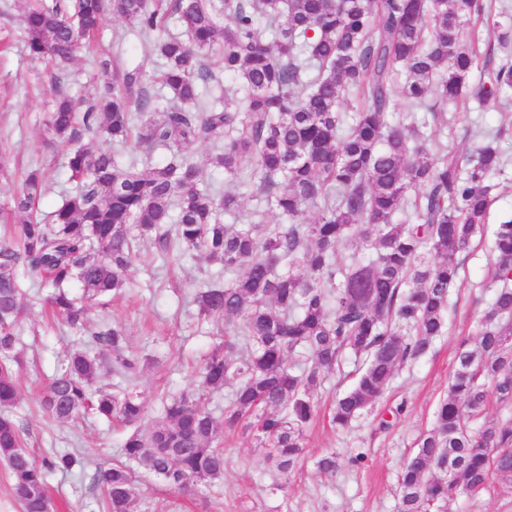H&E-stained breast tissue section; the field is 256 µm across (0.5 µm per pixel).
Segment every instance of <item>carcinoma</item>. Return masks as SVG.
Listing matches in <instances>:
<instances>
[{"instance_id": "obj_1", "label": "carcinoma", "mask_w": 512, "mask_h": 512, "mask_svg": "<svg viewBox=\"0 0 512 512\" xmlns=\"http://www.w3.org/2000/svg\"><path fill=\"white\" fill-rule=\"evenodd\" d=\"M487 0H41L24 11L29 54L57 65L92 42L111 17L154 45L156 70H117L97 56L104 79L79 111L58 92L45 126L68 145L75 187L46 224L35 210L45 192L40 167L22 181L18 222L0 240V461L22 512H55L49 474L82 473L72 453L36 458L11 413L19 399L15 351L23 321L22 275L50 289L53 317L86 329L88 307L125 287L150 237L165 253L220 261L234 279L196 293L199 315L224 325V346L201 367V383L163 404V420L143 431L147 399L138 389L144 358L124 331L101 323L42 392L47 418L86 414L134 427L125 460L95 464L93 484L106 512H139L134 467L173 495L201 493L224 478V432L244 420L275 489L288 491L302 460L305 430L317 414L310 391L347 355L366 357L352 389L336 398L339 429L385 394L398 368L425 355L445 328L448 289L460 254L486 223L490 175L502 171L493 141L464 159L448 142L411 123L391 122L400 107L432 113L448 128L445 106L512 101V8L486 14ZM488 17L503 57L490 66L463 35L470 18ZM175 21L182 35L169 33ZM483 73L475 76L478 67ZM230 79L225 84L222 77ZM157 121L136 122L154 112ZM130 145L114 151L83 140ZM212 164L248 185L259 183L281 224H226L235 200L202 186L197 144ZM313 210L316 218L304 220ZM408 213L412 222H396ZM369 247L339 258L349 240ZM500 283L475 323V347L460 343L448 396L416 441L398 480L397 512H431L459 494L512 493V218L492 230ZM435 256L427 260V254ZM122 383L94 388L102 367ZM238 378L224 413L204 400ZM510 413L487 417L490 401Z\"/></svg>"}]
</instances>
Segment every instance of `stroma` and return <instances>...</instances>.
I'll list each match as a JSON object with an SVG mask.
<instances>
[{
  "instance_id": "1",
  "label": "stroma",
  "mask_w": 512,
  "mask_h": 512,
  "mask_svg": "<svg viewBox=\"0 0 512 512\" xmlns=\"http://www.w3.org/2000/svg\"><path fill=\"white\" fill-rule=\"evenodd\" d=\"M25 0H0V150L5 151L12 174L0 176V230L14 207L20 173L32 163L47 168L52 186L38 203L49 215L62 203L69 187L61 148L51 146L45 129L46 114L57 90L78 95L94 70L93 48L79 49L75 59L59 72L32 59L22 34ZM120 65L133 66L143 58L138 37L121 22L106 20L100 36ZM448 147L469 155L481 139L476 128L503 129L497 146L504 162L494 175L496 199L483 229L473 238L460 275L450 291L445 313V331L423 357L405 363L384 397L344 432L333 430L326 417L305 433L302 463L287 492L274 490V478L250 428L238 425L224 435V478L205 489L204 496L185 498L179 512H397V479L401 464L419 434L429 429L439 401L448 391L461 340L471 335L474 322L492 296L487 277L491 258V231L512 215V105H493L486 110L452 106L448 109ZM203 170L205 184L237 195L235 221L248 223L262 206L257 188L243 187L213 168L211 149L199 144L193 149ZM221 263L183 257L167 262H135L126 273L125 293L106 306L89 310L90 325L103 322L122 327L130 347L152 358L142 374L141 386L148 394V419L162 418V403L198 384L199 367L205 356L223 342L219 328L198 315L194 296L199 288L230 282ZM46 293L26 291L28 319L20 329L18 351L24 361L19 372L21 396L14 414L24 428L28 448L37 456L71 452L89 463L119 458L130 427L105 423L91 417L59 423L43 417L38 398L41 389L63 366L73 349L82 347L80 333L51 322ZM402 414H395L397 404ZM365 449L364 466L351 468L344 460L351 449ZM336 453L340 465L325 475L316 463ZM49 493L59 512H105L103 496L90 477L50 474Z\"/></svg>"
}]
</instances>
